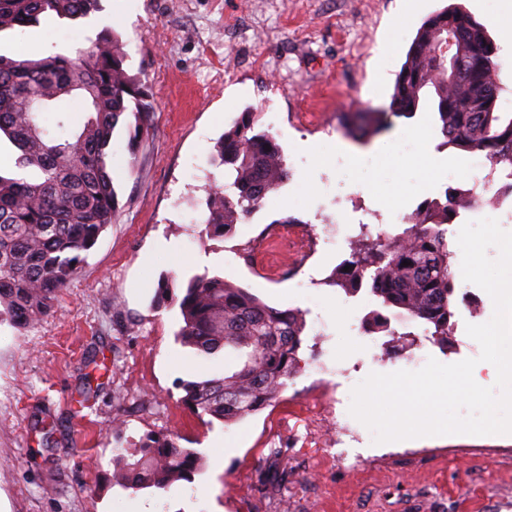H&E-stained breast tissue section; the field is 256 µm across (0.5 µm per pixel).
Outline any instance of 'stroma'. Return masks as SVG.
<instances>
[{
  "label": "stroma",
  "mask_w": 512,
  "mask_h": 512,
  "mask_svg": "<svg viewBox=\"0 0 512 512\" xmlns=\"http://www.w3.org/2000/svg\"><path fill=\"white\" fill-rule=\"evenodd\" d=\"M472 0H101L89 19H51L0 40V53L74 52L116 31L131 73L149 88V136L129 156L116 133L112 177L118 208L54 311L23 329L0 323V512H512V435L429 436L378 444L349 412L370 373L476 359L465 308L492 317L493 301L456 281L457 317L447 348L400 318L399 343L361 323L380 310L367 291L324 285L349 246L302 252L265 243L273 220L300 218L309 236L357 214L391 228L406 209L467 176L461 152L441 147L432 112L387 119L365 141L346 133L355 112L386 111L403 55L435 11ZM271 133L290 169L250 220L226 238L202 236L206 188L221 169L215 139L244 110ZM422 125L437 168L421 174L393 147ZM253 246L251 256L240 247ZM220 275L280 309L307 311L300 363L270 406L223 424L190 413L181 382L234 368L232 348L204 355L183 346L178 307L157 304L159 279L183 294L197 274ZM175 433L203 455L193 482L137 492L112 483L116 449L147 433Z\"/></svg>",
  "instance_id": "obj_1"
}]
</instances>
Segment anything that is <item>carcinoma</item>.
I'll list each match as a JSON object with an SVG mask.
<instances>
[{
  "instance_id": "carcinoma-1",
  "label": "carcinoma",
  "mask_w": 512,
  "mask_h": 512,
  "mask_svg": "<svg viewBox=\"0 0 512 512\" xmlns=\"http://www.w3.org/2000/svg\"><path fill=\"white\" fill-rule=\"evenodd\" d=\"M100 10V0H0V35L36 27L42 18L81 21ZM453 33L461 71L450 83L442 46ZM497 46L461 5L430 15L417 30L398 71L390 108L411 117L435 113L443 145L481 154L491 169L512 170V113L500 111L507 86L500 76ZM78 97L88 116L78 128L47 116ZM149 89L127 66L118 35L100 32L73 57L50 53L10 57L0 53V137L15 149L12 172L0 173V322L31 325L47 316L56 295L79 273L84 255L112 223L117 206L112 141L117 128L128 132L130 160L149 135ZM223 182L210 186L205 201L207 234L222 238L248 218L270 191L288 179L282 150L272 134L254 129L245 110L214 145ZM460 201L454 190L444 201L414 210V223L386 239L365 234L328 285L357 293L368 286L385 308L424 334L448 345L455 316L452 253L445 227L454 223ZM410 265L404 266L402 262ZM178 305L181 342L215 355L231 346L237 368L221 378L184 381L181 402L193 414L231 423L273 403L295 371L305 323L293 309L269 306L224 277H192L182 296L165 280L157 301ZM112 485L127 490H166L191 481L199 453L183 448L173 433L145 435L131 454L116 449Z\"/></svg>"
}]
</instances>
